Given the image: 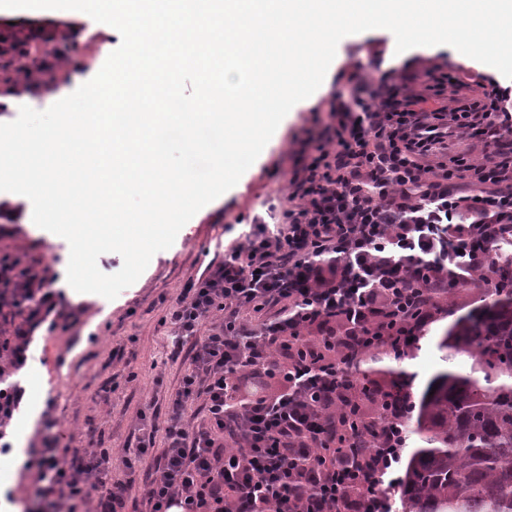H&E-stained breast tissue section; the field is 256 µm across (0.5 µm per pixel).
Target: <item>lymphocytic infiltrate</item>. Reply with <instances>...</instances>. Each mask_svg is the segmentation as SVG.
Returning a JSON list of instances; mask_svg holds the SVG:
<instances>
[{"label":"lymphocytic infiltrate","instance_id":"lymphocytic-infiltrate-1","mask_svg":"<svg viewBox=\"0 0 512 512\" xmlns=\"http://www.w3.org/2000/svg\"><path fill=\"white\" fill-rule=\"evenodd\" d=\"M391 69L367 96L334 95L288 180V206L242 225L165 316L190 364L153 453L148 512H392L390 471L406 446L410 395L370 379L366 359L404 354L449 295L480 282L512 286V86L483 78L481 97L428 108L457 86ZM466 130L482 161L437 156ZM0 324L21 366L54 309L37 264L0 256ZM273 308L259 324L242 312ZM223 312L217 328L204 323ZM200 402L204 424L188 410ZM111 449H43L39 494L52 512H129L131 482L107 484Z\"/></svg>","mask_w":512,"mask_h":512}]
</instances>
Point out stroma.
<instances>
[{
  "label": "stroma",
  "mask_w": 512,
  "mask_h": 512,
  "mask_svg": "<svg viewBox=\"0 0 512 512\" xmlns=\"http://www.w3.org/2000/svg\"><path fill=\"white\" fill-rule=\"evenodd\" d=\"M393 35L372 29L344 37L332 62L328 90L313 106L280 123L253 165L223 198L198 211L179 231L173 245L156 253L131 286L112 300L97 294L73 302L66 287L68 242L23 222L0 221V254L22 262L39 261L51 275L55 293V329H39L28 348L37 367L26 382L29 393L46 389L35 430L25 446L28 459L53 443L60 448H108L109 479L132 481L136 500L145 496L150 458H135L143 422L165 424L179 379L188 366L185 353H174L170 328L161 322L188 283L224 257L232 240L225 225L239 217L265 213L270 204L288 201V173L308 139L313 112H327L332 94L366 95L382 75L404 61L418 59L420 68L442 65L452 74L491 73V66L461 60L447 45L420 46L392 55ZM493 296L473 284L450 296L447 310L426 328L417 346L400 359L373 362L376 378H401L413 397H420L431 375L441 367L437 344L457 318Z\"/></svg>",
  "instance_id": "35a3bbf8"
}]
</instances>
